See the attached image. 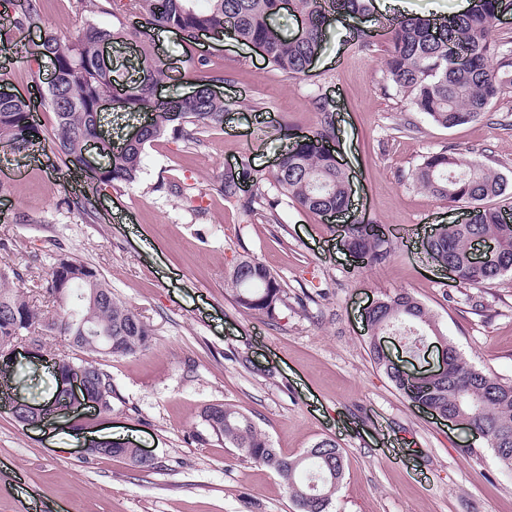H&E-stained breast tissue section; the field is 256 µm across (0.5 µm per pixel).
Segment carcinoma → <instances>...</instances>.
<instances>
[{
    "instance_id": "cac0c4a2",
    "label": "carcinoma",
    "mask_w": 512,
    "mask_h": 512,
    "mask_svg": "<svg viewBox=\"0 0 512 512\" xmlns=\"http://www.w3.org/2000/svg\"><path fill=\"white\" fill-rule=\"evenodd\" d=\"M303 19L297 34L288 36L274 24L284 9L283 2ZM194 0H126V12L135 17L117 30L89 26L73 39L49 32L38 45L37 54L53 62V78L42 94L53 113L49 140L52 148L69 159L82 153L88 141H100V153L108 163L90 176V184L102 188L118 183L132 185L138 179L146 144L166 133L185 143L199 142L197 134L224 125V101L211 88L224 82L211 60L197 49V33H228L257 49L273 69L287 77L309 71L326 39L325 24L331 14L368 15L372 0H209L210 7L198 10ZM503 0H475L472 9L448 18L397 17L382 25L387 47L381 59L382 90L401 96L405 111L418 112L444 128L486 119L492 120L493 105L512 90V32H496ZM38 15L37 0H26L18 17L6 18L7 26L18 27ZM172 29L180 38L188 63V96L161 98L156 88L167 79L152 49L151 32ZM132 41L140 48L143 77L113 91L115 70L102 64L99 45ZM115 92L112 109L149 112L150 124L142 127L141 138L120 150L101 132L99 99ZM313 106L320 115L318 128L297 138L279 157L268 175L253 172L247 164L220 175L218 192L224 201L239 207L247 216H262L276 223L275 212L284 200L305 214L324 220L349 210L350 191L346 174L338 166L330 141L335 138L336 117L328 99L316 95ZM43 132L31 119V101L21 96L0 95V146L23 154L42 143ZM252 183L249 195L239 191V182ZM410 183L431 196L471 207L469 221L443 224L428 236L422 247L432 262L456 270L454 284L486 288L512 273V218L492 201L504 194L507 182L489 164L488 156H460L444 147L428 152L411 171ZM488 239L494 248L473 262L476 241ZM343 246L357 264L373 267L390 256L392 243L380 225L358 220L347 227ZM82 276L63 281L59 266L48 273L47 291L52 307L42 309L18 288H6L9 279H20L14 269L0 267V372L14 369L5 352L15 327H39L46 335L64 337L68 346L87 355L77 365L95 373V384L112 409V374L91 356L119 357L146 348L151 332L146 323L112 294L110 285L92 267L64 257ZM227 283L237 306L245 313L278 319L287 305L281 281L258 260L241 257ZM381 304L366 320L367 350L409 403L418 402L443 415L456 418L464 428L475 429L503 471L512 472V383L470 366L448 342L431 311L411 293L400 291L380 298ZM389 331L404 336L409 353L416 354L424 343L443 344L448 349V372L433 375L410 389L388 365L376 339ZM218 412L210 430L242 455L273 470L285 483L296 512H330L345 470V458L336 442L324 438L297 456H286L273 447L254 419L226 404L203 410ZM91 453L121 456L138 467L152 466L127 448H93Z\"/></svg>"
}]
</instances>
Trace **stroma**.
<instances>
[{
    "label": "stroma",
    "instance_id": "35a3bbf8",
    "mask_svg": "<svg viewBox=\"0 0 512 512\" xmlns=\"http://www.w3.org/2000/svg\"><path fill=\"white\" fill-rule=\"evenodd\" d=\"M39 15L11 42L34 48L46 32L73 37L87 26L116 28L126 12L112 0H38ZM384 14L334 16L310 71L289 78L226 34H203L199 48L223 71V128L195 145L164 136L147 146L137 183L95 193L85 168L51 147L0 189V213L23 211L30 224L0 222V267L45 304L54 258L95 268L113 294L152 331L146 350L106 357L112 413L83 411L47 428L18 423L0 404V512H295L281 479L225 446L201 417L229 403L253 416L275 448L294 456L324 438L346 460L331 512H512V473L498 468L483 440L411 406L371 361L361 315L383 295L411 292L437 317L473 367L512 382V274L485 289L450 286L424 256L435 225L460 221L465 207L409 188L403 178L422 155L443 147L462 155L490 150L509 183L497 201L512 210V92L496 104L502 124L445 129L411 113L418 133L395 131L401 102L383 93ZM168 77L166 96L189 92L178 36L153 34ZM372 44L360 50L359 41ZM47 58H14L17 92L47 87ZM336 112V158L351 184V216L380 224L392 242L387 261L359 268L342 250L341 221H316L283 203L277 223L244 215L216 186L226 165L252 161L270 171L293 132L318 124L312 99ZM188 184L198 197L178 196ZM251 255L284 283L278 323L236 306L226 276ZM127 440L153 457L142 470L127 459L86 454L89 441Z\"/></svg>",
    "mask_w": 512,
    "mask_h": 512
}]
</instances>
